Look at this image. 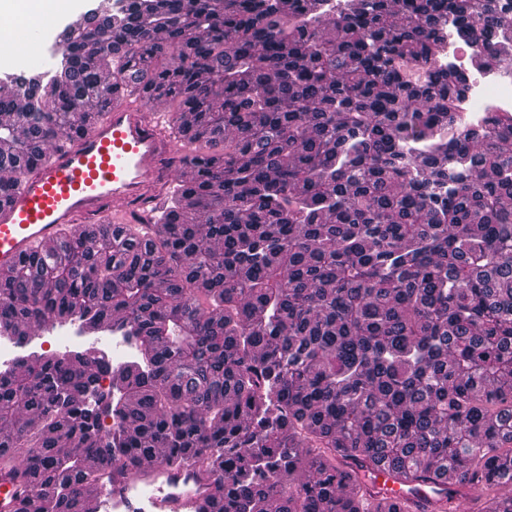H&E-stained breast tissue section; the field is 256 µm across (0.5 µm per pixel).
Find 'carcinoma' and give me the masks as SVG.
<instances>
[{
  "label": "carcinoma",
  "instance_id": "carcinoma-1",
  "mask_svg": "<svg viewBox=\"0 0 512 512\" xmlns=\"http://www.w3.org/2000/svg\"><path fill=\"white\" fill-rule=\"evenodd\" d=\"M450 23L472 71L512 65L498 0H128L59 33L55 70L0 100V197L120 82L177 103L198 178L0 270V336L138 347L0 371L17 512H82L92 462L154 457L212 512H360L349 462L384 459L512 512V115L473 124L466 69L429 70Z\"/></svg>",
  "mask_w": 512,
  "mask_h": 512
}]
</instances>
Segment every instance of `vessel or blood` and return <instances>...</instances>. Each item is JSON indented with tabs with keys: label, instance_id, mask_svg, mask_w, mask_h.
Returning <instances> with one entry per match:
<instances>
[{
	"label": "vessel or blood",
	"instance_id": "b4317fda",
	"mask_svg": "<svg viewBox=\"0 0 512 512\" xmlns=\"http://www.w3.org/2000/svg\"><path fill=\"white\" fill-rule=\"evenodd\" d=\"M172 115L161 104L144 102L123 86L112 103L66 145L51 150L19 177L17 187L0 198V269L57 246L84 223L123 224L127 206L138 198L163 200L184 194L191 167L179 177L163 165L173 151ZM12 455L0 456V512H13L6 475ZM363 485L374 488L362 512H414L416 501L431 497L430 485L400 486L387 464L366 472ZM119 498L126 512H207V494L192 483L185 464L143 461L129 477L95 482L87 491L90 512H101L103 497Z\"/></svg>",
	"mask_w": 512,
	"mask_h": 512
}]
</instances>
